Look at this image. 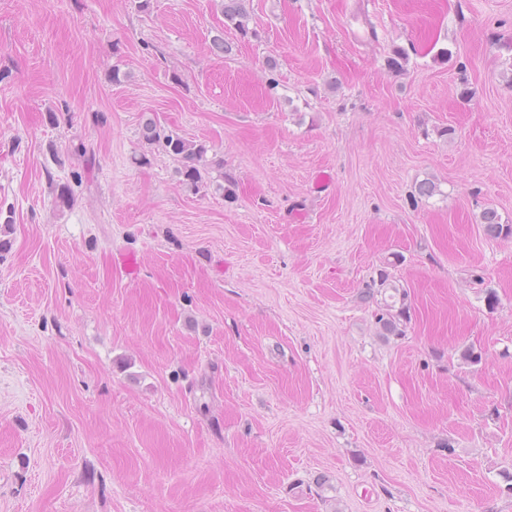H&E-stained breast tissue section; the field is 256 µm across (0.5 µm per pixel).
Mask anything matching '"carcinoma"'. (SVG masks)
Returning <instances> with one entry per match:
<instances>
[{
    "instance_id": "carcinoma-1",
    "label": "carcinoma",
    "mask_w": 512,
    "mask_h": 512,
    "mask_svg": "<svg viewBox=\"0 0 512 512\" xmlns=\"http://www.w3.org/2000/svg\"><path fill=\"white\" fill-rule=\"evenodd\" d=\"M247 0H222L224 24L232 25L246 37L249 34L247 24ZM141 137L148 145L158 144L164 151L180 159L181 167L177 170L180 181L197 191L205 185V175L211 166L207 159L208 148L203 143L188 140L179 132L159 127L153 120H147L141 130ZM480 223L484 224L485 232L492 237L512 235V224L501 222V216L493 208H486L480 215ZM388 294L389 302L385 309L375 315V323L382 335H400L401 321L406 317L408 305L407 289L390 282L385 273H380L378 280L368 288L363 299L374 298L375 293Z\"/></svg>"
}]
</instances>
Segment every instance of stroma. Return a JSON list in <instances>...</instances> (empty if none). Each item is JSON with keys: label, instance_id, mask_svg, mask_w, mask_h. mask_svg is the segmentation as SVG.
<instances>
[{"label": "stroma", "instance_id": "obj_1", "mask_svg": "<svg viewBox=\"0 0 512 512\" xmlns=\"http://www.w3.org/2000/svg\"><path fill=\"white\" fill-rule=\"evenodd\" d=\"M248 8L0 0V512H512V0ZM246 2L247 0H222L224 24L234 26L243 37H247L250 33L246 23L248 18ZM141 137L146 144H158L164 151L180 159L182 165L177 174L184 185L195 191L205 186V175L211 166L205 144L188 140L176 130L161 128L152 119L143 124ZM480 222L484 224L485 232L492 237L512 235V224H503L495 209H484L480 215ZM388 291L391 292L388 295L390 303L386 302L384 305L386 307L385 310L382 309L380 313L375 315V323L378 326L379 333L381 335L399 336L403 333V330L400 328V322L406 317L408 310L407 289L391 283L388 275L385 272H381L379 274L378 280L373 281V285L368 288V291L363 296V299L366 301L374 298L376 292H379L380 294L384 292L385 295ZM397 304H399V306L396 309Z\"/></svg>", "mask_w": 512, "mask_h": 512}]
</instances>
